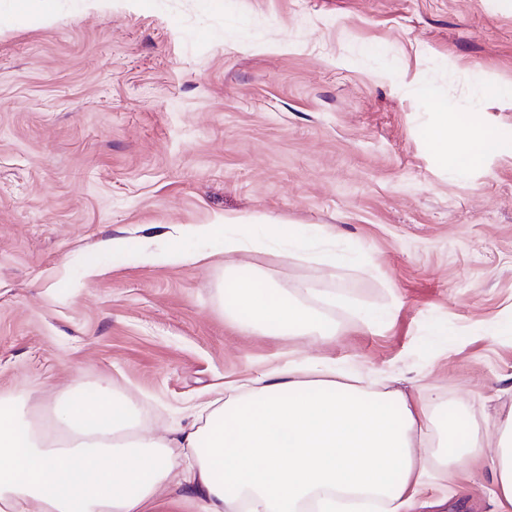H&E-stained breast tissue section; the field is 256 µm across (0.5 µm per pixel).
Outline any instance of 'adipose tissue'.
Instances as JSON below:
<instances>
[{"mask_svg":"<svg viewBox=\"0 0 512 512\" xmlns=\"http://www.w3.org/2000/svg\"><path fill=\"white\" fill-rule=\"evenodd\" d=\"M427 137L445 163L462 170L497 150L488 128L467 125L442 100ZM226 306L244 333L327 338L336 330L287 290L232 273ZM324 367L315 381L294 368L228 382V397L208 403L204 420L171 436L144 433L109 382L74 391L50 416L0 398V512H161L162 490L178 478L198 512H346L347 495L384 498L390 512H419L430 474L423 399L338 381ZM489 458L497 504L512 512V420L498 429L492 456L469 439L443 452L450 475L460 453Z\"/></svg>","mask_w":512,"mask_h":512,"instance_id":"adipose-tissue-1","label":"adipose tissue"}]
</instances>
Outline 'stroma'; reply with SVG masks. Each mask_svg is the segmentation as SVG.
Listing matches in <instances>:
<instances>
[{
	"mask_svg": "<svg viewBox=\"0 0 512 512\" xmlns=\"http://www.w3.org/2000/svg\"><path fill=\"white\" fill-rule=\"evenodd\" d=\"M14 7L0 0V397L39 412L106 379L166 437L226 380L323 362L429 398L441 448H495L512 153L460 173L427 129L434 94L512 145V105L478 95L512 82V0H57L32 24ZM249 216L333 238L284 258L194 234ZM177 234L198 261H142ZM234 265L335 336L241 332L221 299ZM471 481L477 496L446 498L432 478L421 512H494L488 461L454 465Z\"/></svg>",
	"mask_w": 512,
	"mask_h": 512,
	"instance_id": "obj_1",
	"label": "stroma"
}]
</instances>
